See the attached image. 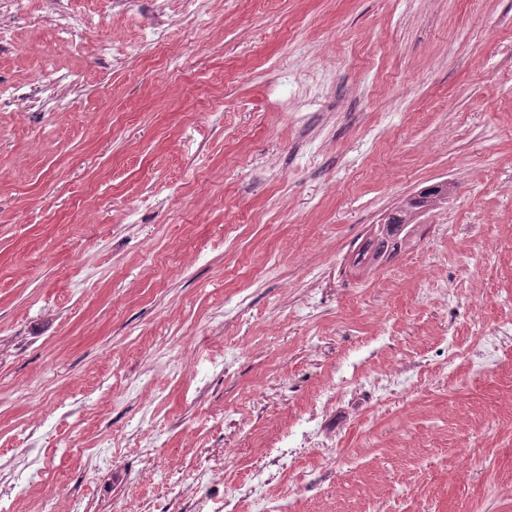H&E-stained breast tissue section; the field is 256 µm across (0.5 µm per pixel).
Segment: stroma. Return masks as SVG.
<instances>
[{
    "label": "stroma",
    "mask_w": 512,
    "mask_h": 512,
    "mask_svg": "<svg viewBox=\"0 0 512 512\" xmlns=\"http://www.w3.org/2000/svg\"><path fill=\"white\" fill-rule=\"evenodd\" d=\"M62 9L92 22L82 52ZM196 11L8 15L0 83L29 93L43 56L60 79L0 103V503L512 512V352L430 377L448 337L512 322V0ZM444 180L411 245L359 272L370 226ZM86 30L87 28L84 30L68 12L60 13L57 17L56 34L75 50L84 47Z\"/></svg>",
    "instance_id": "obj_1"
}]
</instances>
